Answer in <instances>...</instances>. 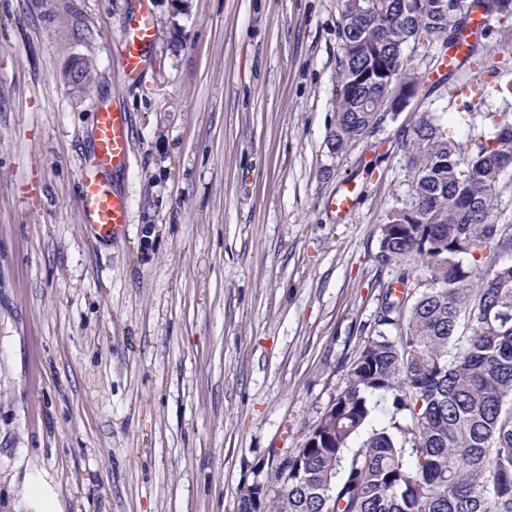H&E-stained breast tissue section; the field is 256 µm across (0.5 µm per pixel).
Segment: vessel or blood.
Returning a JSON list of instances; mask_svg holds the SVG:
<instances>
[{
	"label": "vessel or blood",
	"mask_w": 512,
	"mask_h": 512,
	"mask_svg": "<svg viewBox=\"0 0 512 512\" xmlns=\"http://www.w3.org/2000/svg\"><path fill=\"white\" fill-rule=\"evenodd\" d=\"M123 46L115 66L124 79L140 77L158 32L151 11L141 7L122 21ZM132 137L125 113L99 108L94 117V154L82 178L78 209L82 224L96 241L109 244L125 236L129 224L128 196L113 185L112 173L125 169Z\"/></svg>",
	"instance_id": "1"
}]
</instances>
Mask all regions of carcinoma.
<instances>
[{"label":"carcinoma","instance_id":"cac0c4a2","mask_svg":"<svg viewBox=\"0 0 512 512\" xmlns=\"http://www.w3.org/2000/svg\"><path fill=\"white\" fill-rule=\"evenodd\" d=\"M512 18V0H341L342 57L328 145L341 154L374 132L398 88L427 100L410 67L419 37L447 50L475 16ZM468 44L456 68H488ZM484 102L495 89L466 82ZM489 132L460 140L435 113H419L406 154V199L386 215L377 262L398 263L349 382L274 481L248 489L239 512H512V227L497 196L512 167V113L484 112ZM402 287L392 295L394 285ZM388 424L371 425L376 399Z\"/></svg>","mask_w":512,"mask_h":512}]
</instances>
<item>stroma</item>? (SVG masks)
Wrapping results in <instances>:
<instances>
[{
  "instance_id": "35a3bbf8",
  "label": "stroma",
  "mask_w": 512,
  "mask_h": 512,
  "mask_svg": "<svg viewBox=\"0 0 512 512\" xmlns=\"http://www.w3.org/2000/svg\"><path fill=\"white\" fill-rule=\"evenodd\" d=\"M158 38L114 66L125 15ZM339 0H0V512H237L348 384L392 277L413 108L330 151ZM512 110V18L478 33ZM96 83L69 90L72 60ZM429 98L460 137L448 69ZM126 112V235L97 243L78 194L94 115ZM351 212L326 207L344 181ZM122 35L123 46L115 66L124 79L135 81L140 77L158 36L151 11L140 7L127 14L122 21Z\"/></svg>"
}]
</instances>
